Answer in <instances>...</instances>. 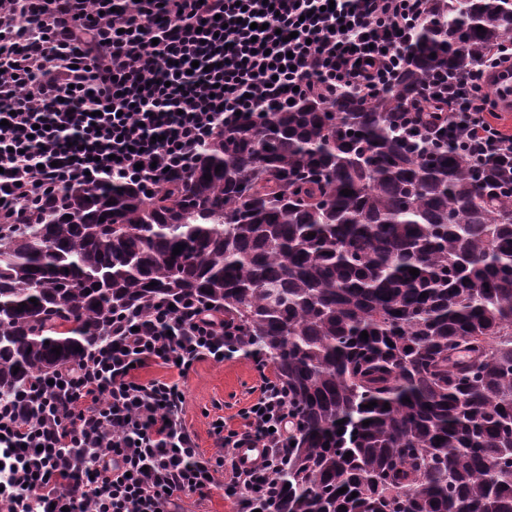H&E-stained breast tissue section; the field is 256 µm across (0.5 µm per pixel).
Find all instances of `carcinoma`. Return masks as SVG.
Here are the masks:
<instances>
[{
    "label": "carcinoma",
    "instance_id": "1",
    "mask_svg": "<svg viewBox=\"0 0 512 512\" xmlns=\"http://www.w3.org/2000/svg\"><path fill=\"white\" fill-rule=\"evenodd\" d=\"M509 16L512 0H431L373 96L245 118L149 194L80 187L1 228L0 399L88 360L118 319L210 303L297 419L266 512H512V198L396 126L434 71L475 69Z\"/></svg>",
    "mask_w": 512,
    "mask_h": 512
}]
</instances>
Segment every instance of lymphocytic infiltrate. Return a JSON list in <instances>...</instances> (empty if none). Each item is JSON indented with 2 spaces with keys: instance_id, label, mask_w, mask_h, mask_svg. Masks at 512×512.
Listing matches in <instances>:
<instances>
[{
  "instance_id": "lymphocytic-infiltrate-1",
  "label": "lymphocytic infiltrate",
  "mask_w": 512,
  "mask_h": 512,
  "mask_svg": "<svg viewBox=\"0 0 512 512\" xmlns=\"http://www.w3.org/2000/svg\"><path fill=\"white\" fill-rule=\"evenodd\" d=\"M430 0H0V224H20L73 187L152 189L183 174L238 114L310 95L379 91ZM512 37L472 74H431L397 114L410 139L449 144L512 197V133L497 123ZM237 326L196 305L119 324L84 364L0 401V503L8 512H180L216 481L237 512H262L288 457V394L263 355L241 423L213 425L200 453L179 382L232 360ZM175 381H141L150 365ZM263 446L241 467L238 451Z\"/></svg>"
}]
</instances>
